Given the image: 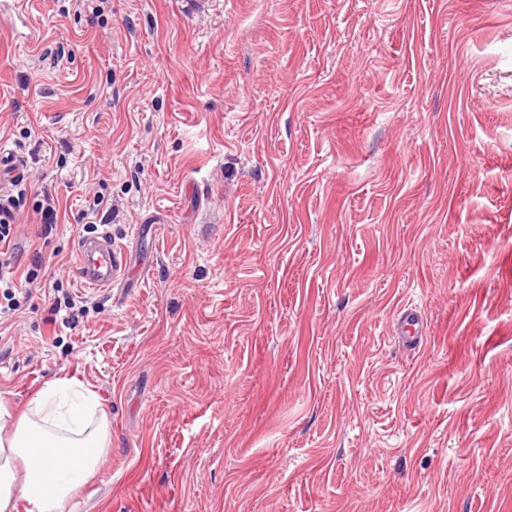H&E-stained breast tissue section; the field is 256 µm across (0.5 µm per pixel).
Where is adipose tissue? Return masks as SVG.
I'll return each mask as SVG.
<instances>
[{"label":"adipose tissue","instance_id":"1","mask_svg":"<svg viewBox=\"0 0 512 512\" xmlns=\"http://www.w3.org/2000/svg\"><path fill=\"white\" fill-rule=\"evenodd\" d=\"M73 380L46 385L28 414L12 419L0 408V512H62L64 503L92 479L109 451L110 422L87 393L68 406L58 397Z\"/></svg>","mask_w":512,"mask_h":512}]
</instances>
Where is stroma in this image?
<instances>
[{"mask_svg": "<svg viewBox=\"0 0 512 512\" xmlns=\"http://www.w3.org/2000/svg\"><path fill=\"white\" fill-rule=\"evenodd\" d=\"M13 9L12 242L50 262L0 400L67 376L110 419L63 512H512V0H28L31 41ZM76 275L88 288H111L121 264L112 250V236L103 231L84 235L76 243ZM394 332L403 342L416 347L423 342L426 329L422 317L405 308L394 320Z\"/></svg>", "mask_w": 512, "mask_h": 512, "instance_id": "stroma-1", "label": "stroma"}]
</instances>
